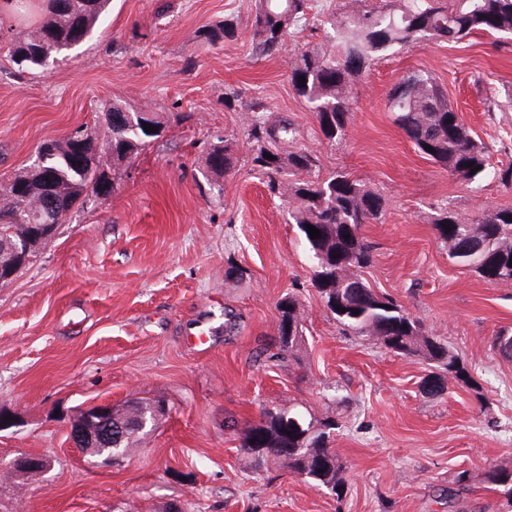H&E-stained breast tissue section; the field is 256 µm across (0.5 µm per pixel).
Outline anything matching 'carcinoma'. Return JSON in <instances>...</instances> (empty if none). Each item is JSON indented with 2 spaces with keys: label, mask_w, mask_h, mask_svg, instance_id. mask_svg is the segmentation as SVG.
<instances>
[{
  "label": "carcinoma",
  "mask_w": 512,
  "mask_h": 512,
  "mask_svg": "<svg viewBox=\"0 0 512 512\" xmlns=\"http://www.w3.org/2000/svg\"><path fill=\"white\" fill-rule=\"evenodd\" d=\"M108 0H37V17L29 20L11 46L12 62L23 72L43 70L88 39ZM311 0H254L251 11V51L256 57L278 52L290 30L309 26ZM282 27H277V24ZM324 24L325 40L307 43L291 61V82L304 98L326 140L343 139L352 115V78L373 64L378 54L395 46L423 40L458 43L475 32L512 35V0H351ZM237 22L226 18L198 30L203 43L215 45L235 37ZM305 81H300V78ZM390 111L410 141L453 179L471 183L491 168L490 149L476 140L431 78L412 75V84L396 97L388 96ZM247 137L253 169L266 178L268 190L288 207L290 223L297 225L312 253L313 286L343 331L374 336L389 352L421 357L452 378L466 367L424 321L400 302L370 286L363 269L373 262V243L362 227L380 218L385 197L369 183L343 171L327 177L316 174L319 159L297 145L299 132L286 116L270 117L262 102L246 104ZM106 128H79L61 139L46 141V158L0 181V269L15 274L9 245L26 238L29 257L46 241L34 237L44 224H62L72 209L112 194L111 171L100 170L101 157L111 156V167L127 165L150 147L164 130L152 112H136L113 99ZM157 128L148 133L143 124ZM431 150H426L425 146ZM274 156L270 160L266 155ZM237 160L227 145H211L207 169L215 185L230 174ZM479 167L476 173L465 164ZM321 236L311 239L306 225ZM438 238L448 258L465 263L489 283L512 282V207L487 208L465 218L446 208L433 217ZM449 229H444V226ZM277 353L280 362L293 361L304 340V317L298 299L288 294L276 304ZM163 414L161 401L138 398L133 406L115 411L112 425L124 432L94 440L91 456L125 458L136 438L148 434ZM336 417L304 421L287 410L265 409L250 428L243 451L288 470L316 486L343 495L345 472L332 445L330 431ZM487 482L512 500V472L491 467Z\"/></svg>",
  "instance_id": "obj_1"
}]
</instances>
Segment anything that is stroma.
Here are the masks:
<instances>
[{
  "label": "stroma",
  "instance_id": "35a3bbf8",
  "mask_svg": "<svg viewBox=\"0 0 512 512\" xmlns=\"http://www.w3.org/2000/svg\"><path fill=\"white\" fill-rule=\"evenodd\" d=\"M251 0H110L91 37L35 75L0 24V179L35 158L40 143L103 125L114 97L156 113L167 128L133 165L116 170L110 197L71 213L37 257L0 283V466L46 454L43 482L0 483V512H512L485 480L512 469V361L490 340L512 329V283L491 284L452 263L431 217L512 206L487 176L464 185L421 154L386 98L408 72L440 85L491 161L512 163V106L480 112L483 85L512 94V38L475 33L380 53L356 75L342 141L322 136L290 80L294 51L324 36L311 24L273 57L253 59ZM232 17L236 40L201 44L197 30ZM239 99L227 102L229 92ZM286 115L321 175L344 170L386 199L364 235L376 246L365 277L421 316L468 368L431 395L432 369L345 334L311 285L313 260L283 202L252 171L249 100ZM226 140L237 165L213 189L209 144ZM296 293L306 318L297 362L272 360L275 303ZM139 397L163 400L156 431L108 467L71 447L76 412ZM300 403L338 411L334 446L346 468L335 497L276 466L259 471L241 449L262 409ZM467 472L463 489L454 478Z\"/></svg>",
  "mask_w": 512,
  "mask_h": 512
}]
</instances>
